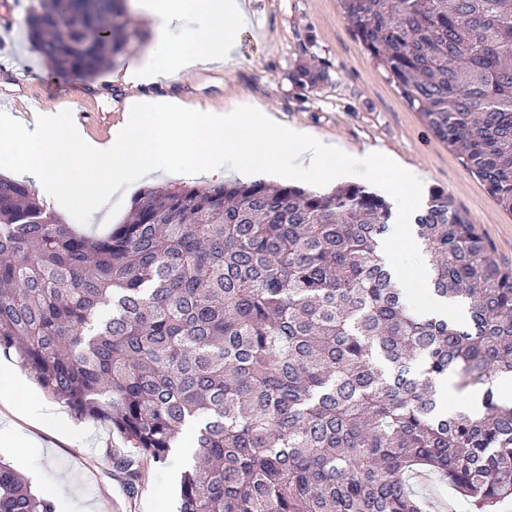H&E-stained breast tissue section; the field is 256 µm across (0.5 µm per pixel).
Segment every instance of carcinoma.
<instances>
[{"label": "carcinoma", "instance_id": "cac0c4a2", "mask_svg": "<svg viewBox=\"0 0 512 512\" xmlns=\"http://www.w3.org/2000/svg\"><path fill=\"white\" fill-rule=\"evenodd\" d=\"M344 19L512 211V0H341ZM29 40L61 74L125 52L121 0H40ZM65 22L55 23V17ZM305 91L323 66L291 75ZM391 205L360 186L264 181L142 190L102 237L0 176V351L45 393L117 431L135 476L193 436L177 512H430L438 475L482 509L512 497V270L447 193L414 218L432 292L463 323L406 309L378 252ZM482 390L444 410L438 385ZM0 512H56L0 462ZM440 390L442 392L443 398L448 397V410L454 411L458 403L463 399L465 394L469 392L456 391L455 393L448 395V391L451 390V382L450 380H444L440 385ZM480 406V399L473 394H468L466 398L462 402V407H460V411H464L467 413H474L478 410Z\"/></svg>", "mask_w": 512, "mask_h": 512}]
</instances>
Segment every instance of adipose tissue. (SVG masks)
<instances>
[{
    "label": "adipose tissue",
    "mask_w": 512,
    "mask_h": 512,
    "mask_svg": "<svg viewBox=\"0 0 512 512\" xmlns=\"http://www.w3.org/2000/svg\"><path fill=\"white\" fill-rule=\"evenodd\" d=\"M148 9L160 20L156 37L126 73L127 82L153 84L174 69L233 58L242 14L239 0H150Z\"/></svg>",
    "instance_id": "ef3b65f1"
}]
</instances>
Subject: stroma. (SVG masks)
I'll return each mask as SVG.
<instances>
[{
  "label": "stroma",
  "instance_id": "obj_1",
  "mask_svg": "<svg viewBox=\"0 0 512 512\" xmlns=\"http://www.w3.org/2000/svg\"><path fill=\"white\" fill-rule=\"evenodd\" d=\"M244 16L236 61L198 67L138 89L119 80V73L141 58L154 32L145 0H126L130 25L128 48L92 77L59 75L41 58L27 35L6 40L0 48V98L23 94L25 107L71 110L74 121L91 114L96 124L122 123L126 102L138 94L173 96L208 112L252 106L281 122L312 130L361 151L378 149L418 168L425 176V194L444 191L467 213L490 247L495 263L512 269V212L503 209L483 182L396 90L345 21L339 0H242ZM303 62L326 66L328 83L299 91L289 72ZM114 193L106 213H93L82 230L105 234L122 223L134 194ZM41 404L70 426L67 434L0 410V428L11 427L34 441L26 457L12 449L0 456L31 478L41 494L51 495L56 512H176L181 473L193 450L190 434L162 464L147 463L138 479L118 465L128 452L125 440L101 423H82L63 403L39 395Z\"/></svg>",
  "mask_w": 512,
  "mask_h": 512
}]
</instances>
